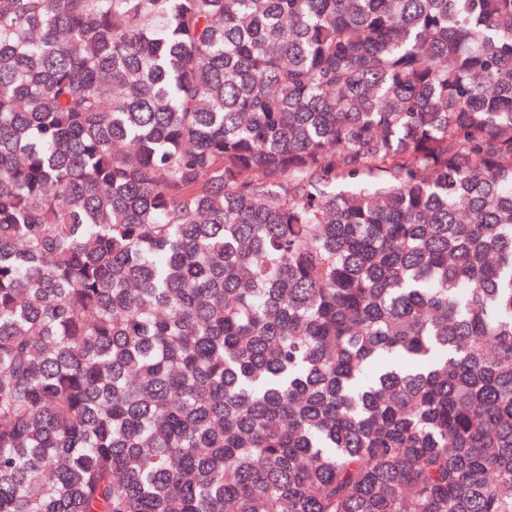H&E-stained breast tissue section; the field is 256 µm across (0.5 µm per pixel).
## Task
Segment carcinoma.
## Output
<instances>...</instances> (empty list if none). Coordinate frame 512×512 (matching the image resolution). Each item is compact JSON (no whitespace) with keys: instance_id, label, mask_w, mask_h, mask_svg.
Returning <instances> with one entry per match:
<instances>
[{"instance_id":"obj_1","label":"carcinoma","mask_w":512,"mask_h":512,"mask_svg":"<svg viewBox=\"0 0 512 512\" xmlns=\"http://www.w3.org/2000/svg\"><path fill=\"white\" fill-rule=\"evenodd\" d=\"M0 512H512V0H0Z\"/></svg>"}]
</instances>
